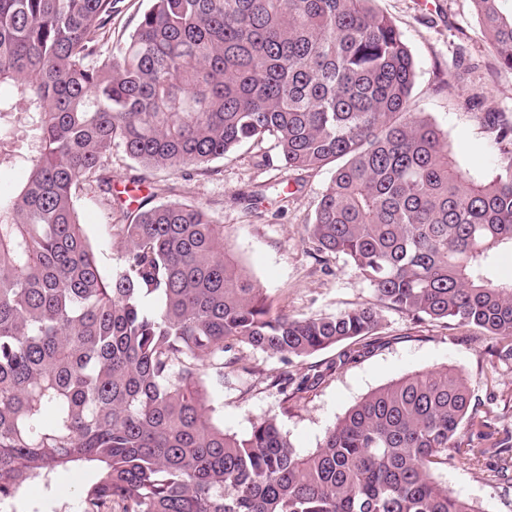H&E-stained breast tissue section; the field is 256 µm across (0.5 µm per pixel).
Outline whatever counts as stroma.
Returning <instances> with one entry per match:
<instances>
[{"instance_id": "obj_1", "label": "stroma", "mask_w": 512, "mask_h": 512, "mask_svg": "<svg viewBox=\"0 0 512 512\" xmlns=\"http://www.w3.org/2000/svg\"><path fill=\"white\" fill-rule=\"evenodd\" d=\"M408 45L416 76V111L448 133L461 166L480 174L492 167L498 149L480 117L512 113V71L501 68L482 35L472 0H375ZM331 169L293 171L281 163L262 164L249 147L211 162L204 171L157 172L150 181L160 200L206 207L224 226V246L263 289L273 309L293 316L332 314L375 302L373 287L344 256L317 255L308 239L309 224ZM288 189V200L277 192ZM259 192L255 205L243 197ZM77 209L103 268L120 261L116 243L107 241L108 209L80 195ZM380 337L370 344L346 341L312 356L294 359L295 377L312 385L290 401L275 379L279 358L238 348L246 381L229 380L215 401L216 415L228 433L247 434L253 422L276 417L300 452L314 450L327 429L371 391L403 376L448 366L466 378L478 412L490 415L499 432H512V360H500L496 341L483 331L443 320H412L383 309ZM487 458L475 468L460 456L448 462V486L472 499L481 512H512V481L492 480ZM92 468L59 471L50 485L32 484L0 512H74L81 485Z\"/></svg>"}]
</instances>
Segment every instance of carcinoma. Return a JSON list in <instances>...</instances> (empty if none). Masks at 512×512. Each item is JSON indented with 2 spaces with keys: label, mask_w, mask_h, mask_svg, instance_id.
<instances>
[{
  "label": "carcinoma",
  "mask_w": 512,
  "mask_h": 512,
  "mask_svg": "<svg viewBox=\"0 0 512 512\" xmlns=\"http://www.w3.org/2000/svg\"><path fill=\"white\" fill-rule=\"evenodd\" d=\"M373 2L149 0L111 48L119 0H0V168L28 171L0 193V503L84 464L96 473L74 512H479L448 489V458L492 454L507 477L512 434L455 441L491 422L453 368L371 392L307 454L274 417L243 436L213 417L242 371L234 348L288 366L375 335L383 308L474 326L512 359V281L490 276L512 249V114L480 116L498 145L490 171L462 168L414 111L413 56ZM499 2L473 0L512 70ZM270 137L288 169L334 166L306 233L375 303L274 312L206 208L126 211L112 192L114 149L151 175ZM86 184L126 211L105 225L123 252L108 271L78 219Z\"/></svg>",
  "instance_id": "cac0c4a2"
}]
</instances>
